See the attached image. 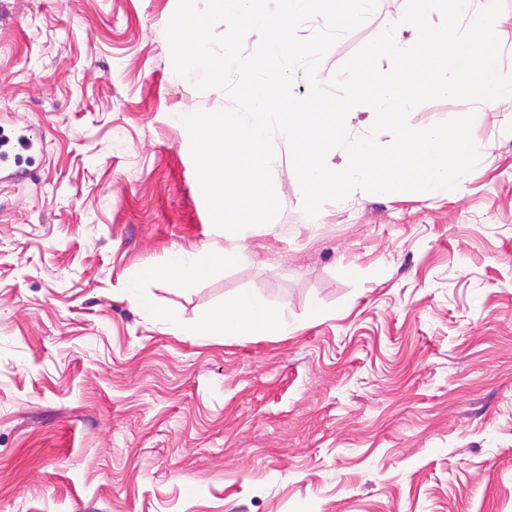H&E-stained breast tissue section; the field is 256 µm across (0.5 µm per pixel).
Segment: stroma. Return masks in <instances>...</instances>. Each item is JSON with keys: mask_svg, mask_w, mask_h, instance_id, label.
Listing matches in <instances>:
<instances>
[{"mask_svg": "<svg viewBox=\"0 0 512 512\" xmlns=\"http://www.w3.org/2000/svg\"><path fill=\"white\" fill-rule=\"evenodd\" d=\"M176 5L0 0V120L46 141L0 181V512H512V115L416 106L412 128L471 112L492 143L461 192L357 189L314 224L274 135L279 214L219 229L176 116L232 102L175 73ZM238 294L293 335H179ZM239 252L236 249H224L222 253L211 254L206 261L192 259L184 254H177L159 274L166 278L192 279L196 275L215 271L237 260Z\"/></svg>", "mask_w": 512, "mask_h": 512, "instance_id": "1", "label": "stroma"}]
</instances>
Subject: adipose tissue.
<instances>
[{
	"label": "adipose tissue",
	"mask_w": 512,
	"mask_h": 512,
	"mask_svg": "<svg viewBox=\"0 0 512 512\" xmlns=\"http://www.w3.org/2000/svg\"><path fill=\"white\" fill-rule=\"evenodd\" d=\"M238 256V251L233 248L210 255L203 262L179 254L162 269L161 274L166 278L190 279L224 267L237 260ZM271 330L282 336L291 334L287 316L251 296L238 295L225 301L223 307L213 312L202 325L184 328L183 333L187 336L215 335L233 339L242 335L259 336Z\"/></svg>",
	"instance_id": "adipose-tissue-1"
}]
</instances>
